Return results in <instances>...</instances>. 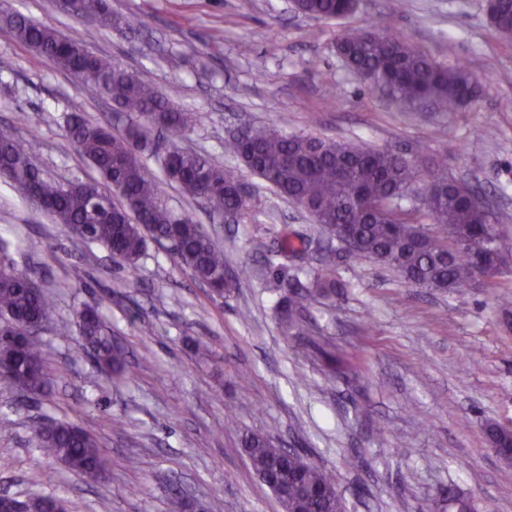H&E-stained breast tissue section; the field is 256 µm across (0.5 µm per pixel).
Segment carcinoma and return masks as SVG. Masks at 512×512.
<instances>
[{
    "instance_id": "carcinoma-1",
    "label": "carcinoma",
    "mask_w": 512,
    "mask_h": 512,
    "mask_svg": "<svg viewBox=\"0 0 512 512\" xmlns=\"http://www.w3.org/2000/svg\"><path fill=\"white\" fill-rule=\"evenodd\" d=\"M359 0H294V9L307 17L344 19ZM59 8L86 24L109 31H132L134 17L112 12L108 0H58ZM493 29L512 37V0H488ZM0 23L56 68L74 75L100 98L113 104L111 114L97 121L80 112L62 115L61 130L71 148L102 178L96 183L59 181L45 177L27 140L0 130V176L8 178L34 209L47 214L59 233L83 244H98L114 266L131 270L148 242L171 245L173 254L191 277L224 298L231 284L226 277L224 250L186 210L174 211L160 182L181 194L209 204L214 221L233 213L239 221L256 217L252 197H243L238 176L202 152L179 145L193 129L197 113L174 107L169 97L141 75L87 47L80 33L63 35L22 14L1 11ZM336 50L346 68L370 85L392 88L391 100L402 108L437 104L454 112L482 91L481 81L464 65L435 62L418 47L396 38L388 26L352 30ZM224 152L263 179L278 197L306 212L323 234L335 237L343 224L355 242L353 254L395 270L407 283L417 282L438 293L463 295L477 283L478 263L512 260V240L498 228L499 212L475 205L481 192L448 178V155H428L418 146L409 154L375 149L348 141L288 132L281 115L261 126H243L224 140ZM154 161L161 177L153 176ZM432 178L442 188L430 195L426 207L411 204L408 191ZM310 245L306 237L281 228L277 247L266 256V267H286L301 259ZM7 243L0 239V381L17 385L29 373L39 382L24 390L38 396L46 380V357L36 340L25 338L31 320L53 319V303L29 271L10 266ZM336 254L325 251L320 267L293 265L282 275L279 319L286 335L303 345L307 335L306 302L343 287L334 273ZM78 347L107 372L124 371L121 351L104 334L98 311L76 313ZM490 444L499 458L512 464V433L487 426ZM36 447L61 461L70 471L95 479L110 465L96 437L69 421L47 417L35 431ZM242 448L253 471L268 487L276 481L273 461L299 452L280 448L262 433H248ZM302 481L311 495L289 499L288 512H346L335 475L326 467L299 459ZM448 512H475L470 496L455 486L441 489ZM51 497L34 493L25 512H50Z\"/></svg>"
}]
</instances>
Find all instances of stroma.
<instances>
[{"instance_id":"1","label":"stroma","mask_w":512,"mask_h":512,"mask_svg":"<svg viewBox=\"0 0 512 512\" xmlns=\"http://www.w3.org/2000/svg\"><path fill=\"white\" fill-rule=\"evenodd\" d=\"M110 2L142 27L95 31L89 49L197 113L187 146L236 171L258 218L213 224L200 215L236 282L215 298L154 243L135 270L115 268L107 250L60 236L0 178V238L14 266L36 270L56 303L40 336L44 393L25 404L0 383V493L51 495L68 512H169L177 498L185 512L216 499L224 512H283L241 449L243 435L258 432L333 470L347 512H439L438 493L451 484L512 512V478L486 433L488 423H512V310L498 304L512 294V271L463 296L439 294L339 251L343 290L308 303L311 336L343 363L331 372L319 351H301L284 334L265 267L282 225L314 239L319 230L224 153L230 131L280 114L289 130L377 148L451 145L449 175L484 189L512 238V39L492 28L486 0H361L342 20L302 16L292 0ZM0 4L65 34L83 29L56 0ZM381 18L435 61L465 64L484 83L481 96L454 112L404 110L350 73L337 40ZM111 110L0 25V129L27 138L46 174L95 179L59 121ZM86 304L123 351L126 375L101 372L79 350L73 317ZM141 319L153 335L138 332ZM46 415L92 432L110 470L89 481L43 456L32 439ZM45 470L53 482L36 483Z\"/></svg>"}]
</instances>
